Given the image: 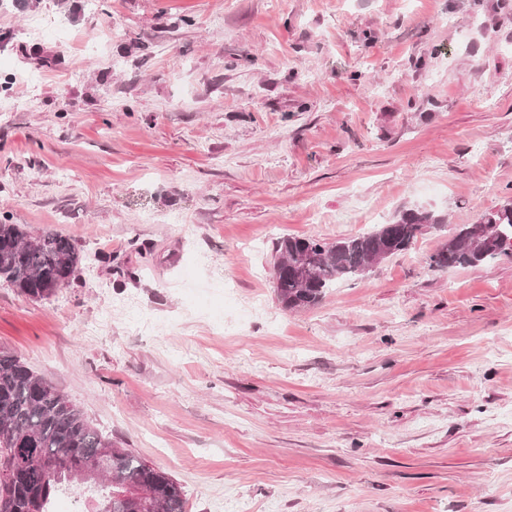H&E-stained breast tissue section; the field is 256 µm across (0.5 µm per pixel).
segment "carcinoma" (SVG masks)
Segmentation results:
<instances>
[{
  "instance_id": "obj_1",
  "label": "carcinoma",
  "mask_w": 512,
  "mask_h": 512,
  "mask_svg": "<svg viewBox=\"0 0 512 512\" xmlns=\"http://www.w3.org/2000/svg\"><path fill=\"white\" fill-rule=\"evenodd\" d=\"M440 223L442 219L429 212L407 210L370 232L331 244L310 237H283L276 243L279 257L273 265L277 297L289 311L312 307L337 279L362 275L384 250L391 256L408 250L420 227ZM508 248H512V203L449 237L441 250L429 256L428 266H477ZM82 261L67 238L46 232L32 241L19 225L0 222V280L24 295L53 296ZM106 449L111 450L108 472L98 479H81L78 472L93 467ZM59 454L67 457L65 467L46 475L38 459ZM3 458L15 475L8 483L0 480V512H50L57 493L85 484L98 488L96 512H143V503L129 497L138 490L147 493L155 512H184L185 495L177 481L129 449L114 446L50 380L19 357L0 352Z\"/></svg>"
}]
</instances>
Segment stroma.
I'll return each instance as SVG.
<instances>
[{
    "instance_id": "1",
    "label": "stroma",
    "mask_w": 512,
    "mask_h": 512,
    "mask_svg": "<svg viewBox=\"0 0 512 512\" xmlns=\"http://www.w3.org/2000/svg\"><path fill=\"white\" fill-rule=\"evenodd\" d=\"M3 100L0 221L87 262L0 281V351L185 512H512V253L426 263L512 202V0H0ZM416 208L408 251L279 302L281 237Z\"/></svg>"
}]
</instances>
